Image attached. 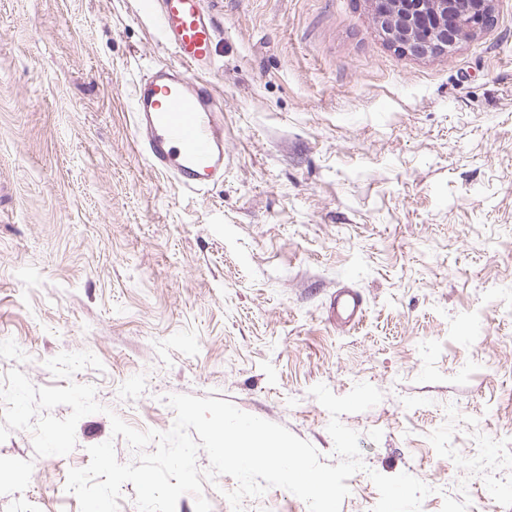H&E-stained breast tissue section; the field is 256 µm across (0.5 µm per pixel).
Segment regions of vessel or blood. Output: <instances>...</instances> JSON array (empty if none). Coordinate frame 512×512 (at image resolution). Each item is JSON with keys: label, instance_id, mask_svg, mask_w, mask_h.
I'll return each mask as SVG.
<instances>
[{"label": "vessel or blood", "instance_id": "obj_1", "mask_svg": "<svg viewBox=\"0 0 512 512\" xmlns=\"http://www.w3.org/2000/svg\"><path fill=\"white\" fill-rule=\"evenodd\" d=\"M154 2L175 61L136 82L135 139L152 170L198 192L224 178L223 108L208 79L216 22L201 0ZM330 312L337 323L356 326L363 315V300L354 289H337Z\"/></svg>", "mask_w": 512, "mask_h": 512}]
</instances>
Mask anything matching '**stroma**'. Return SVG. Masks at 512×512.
Returning <instances> with one entry per match:
<instances>
[{"label":"stroma","instance_id":"35a3bbf8","mask_svg":"<svg viewBox=\"0 0 512 512\" xmlns=\"http://www.w3.org/2000/svg\"><path fill=\"white\" fill-rule=\"evenodd\" d=\"M218 24L223 184L186 192L134 143L132 93L173 56L142 0H0V380L93 385L65 456L0 442V512H80L69 469L111 416L168 431L211 396L338 457L310 393L369 383L341 415L363 471L432 489L421 512H512V0L452 55L414 58L365 0H202ZM363 299L343 329L336 289Z\"/></svg>","mask_w":512,"mask_h":512}]
</instances>
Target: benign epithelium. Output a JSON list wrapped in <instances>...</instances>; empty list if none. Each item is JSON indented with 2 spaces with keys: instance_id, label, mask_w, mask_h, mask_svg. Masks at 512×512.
Returning a JSON list of instances; mask_svg holds the SVG:
<instances>
[{
  "instance_id": "7a95c632",
  "label": "benign epithelium",
  "mask_w": 512,
  "mask_h": 512,
  "mask_svg": "<svg viewBox=\"0 0 512 512\" xmlns=\"http://www.w3.org/2000/svg\"><path fill=\"white\" fill-rule=\"evenodd\" d=\"M380 37L414 57L451 55L493 21L495 0H366Z\"/></svg>"
}]
</instances>
